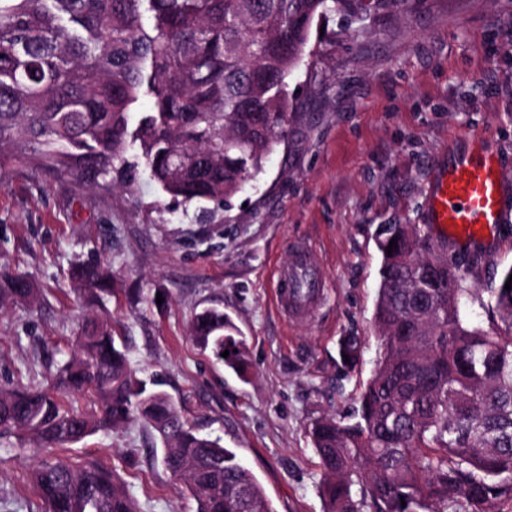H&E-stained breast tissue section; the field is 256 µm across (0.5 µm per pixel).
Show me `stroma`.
I'll use <instances>...</instances> for the list:
<instances>
[{"mask_svg":"<svg viewBox=\"0 0 512 512\" xmlns=\"http://www.w3.org/2000/svg\"><path fill=\"white\" fill-rule=\"evenodd\" d=\"M324 24L287 78V140L226 205L183 202L142 171L94 187L20 167L0 176V274L25 273L39 290L35 302L0 308V387L41 383L90 320L108 321L137 378L236 449L275 512H324L309 425L349 410L374 370L375 226L421 224L435 165L461 156L469 132L497 150L512 214V0H416ZM293 241L310 244L327 283L300 320L273 299V270ZM83 261L111 272L102 300L73 290ZM510 266L512 223L466 285L489 287ZM207 304L242 330V373L194 345L191 318ZM349 333L362 352L343 374L339 340ZM59 454L114 471L139 512L195 510L140 419ZM46 458L26 435L0 437V512H44L31 472Z\"/></svg>","mask_w":512,"mask_h":512,"instance_id":"1","label":"stroma"}]
</instances>
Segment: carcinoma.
<instances>
[{"label": "carcinoma", "instance_id": "carcinoma-1", "mask_svg": "<svg viewBox=\"0 0 512 512\" xmlns=\"http://www.w3.org/2000/svg\"><path fill=\"white\" fill-rule=\"evenodd\" d=\"M412 0H0V174L27 166L96 185L143 165L166 194L227 203L288 137L287 78L315 18L357 17ZM150 107L137 114L140 99ZM397 247L386 253L391 240ZM375 369L348 420L312 423L324 512H465L512 507V290L465 287L469 268L434 253L428 225L379 224ZM76 291L105 293L99 264L74 269ZM29 276L0 279V305L31 300ZM468 295L498 317L464 320ZM190 334L237 372L246 339L224 309L194 314ZM229 351L227 357L221 353ZM341 362L359 356L342 338ZM92 392L101 414L65 398ZM139 416L158 434L163 462L195 512H274L221 438L199 434L181 405L132 376L112 326L94 321L50 389L0 388V436L27 434L44 450ZM31 481L46 512H138L113 473L56 458ZM406 505H401V502Z\"/></svg>", "mask_w": 512, "mask_h": 512}]
</instances>
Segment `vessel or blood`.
Wrapping results in <instances>:
<instances>
[{
    "label": "vessel or blood",
    "mask_w": 512,
    "mask_h": 512,
    "mask_svg": "<svg viewBox=\"0 0 512 512\" xmlns=\"http://www.w3.org/2000/svg\"><path fill=\"white\" fill-rule=\"evenodd\" d=\"M471 140L473 148L466 156L435 171L424 211L434 236L466 248L484 242L507 219L499 157L484 146L481 136L472 135ZM293 250V262L275 272L276 302L292 318L318 305L325 288L308 248L297 243Z\"/></svg>",
    "instance_id": "obj_1"
}]
</instances>
